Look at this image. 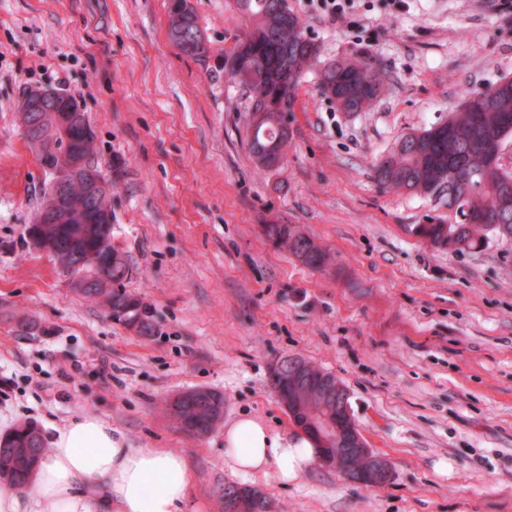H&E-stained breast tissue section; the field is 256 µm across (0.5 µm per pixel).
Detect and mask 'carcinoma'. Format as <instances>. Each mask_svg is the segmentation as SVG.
<instances>
[{"label": "carcinoma", "mask_w": 512, "mask_h": 512, "mask_svg": "<svg viewBox=\"0 0 512 512\" xmlns=\"http://www.w3.org/2000/svg\"><path fill=\"white\" fill-rule=\"evenodd\" d=\"M180 11L168 9V36L182 54L193 58L207 57L208 48L201 39L202 29L190 0H180ZM239 12L248 21L245 39L237 40L230 51L236 65L230 80L248 100V125L251 131L249 151L273 146L285 156L289 136L287 114L281 105V86L295 94L300 78L319 61L320 47L307 34L305 25L291 10L288 0H236ZM353 59L336 60L323 65L319 72L322 93L338 103L345 112H359L378 101L386 82V73L369 61L359 63L362 72H355ZM67 106L76 110L78 131L69 142L50 132L51 122L45 112H21L23 136L35 153L49 180L43 190L38 213L52 210L56 204L54 170L66 156L80 151L92 172L101 174L95 164L94 134L83 137L90 129L85 113L72 98ZM496 133L503 140L512 138V79L504 78L484 90H469L462 96L458 111L448 125L431 127L416 135H404L395 149L386 154L385 162L373 165L374 178L384 188H399L424 196H435L454 205L480 208L473 224H418L415 234L430 245L448 247V232L456 233L453 251L476 250L483 246L486 235L512 240V208L497 210L493 202L503 182L512 180V172L487 163L481 147L485 135ZM70 210L75 215L93 214L99 218L112 213L107 193H87L82 178L66 186ZM42 236L53 241L57 250L68 259L62 271L71 275L78 264L85 273L78 288L87 298H99L109 306L115 319L123 322L140 337H150L154 325L143 303L128 295L121 286L134 269L117 249H109L105 241L112 239V229L100 233L90 224H43ZM265 236L288 250L304 265L320 269L331 262V256L313 239L289 224H268ZM291 360L281 362V371L271 375L274 392L288 388ZM197 401L184 408L181 415L193 420V434L205 435L221 421L223 412L212 403L224 405L221 395L208 390L195 392ZM336 403L326 406L308 401L298 410V419L336 421ZM5 445L0 447V473L13 472L12 486L27 484L47 447L43 433L29 423L15 426L4 433ZM246 510L264 512L270 499L260 490L246 487Z\"/></svg>", "instance_id": "cac0c4a2"}]
</instances>
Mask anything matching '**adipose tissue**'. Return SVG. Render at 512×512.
I'll list each match as a JSON object with an SVG mask.
<instances>
[{
	"instance_id": "obj_1",
	"label": "adipose tissue",
	"mask_w": 512,
	"mask_h": 512,
	"mask_svg": "<svg viewBox=\"0 0 512 512\" xmlns=\"http://www.w3.org/2000/svg\"><path fill=\"white\" fill-rule=\"evenodd\" d=\"M233 469H273L279 481L297 480L319 450L308 435L291 438L244 415L224 429ZM191 477L184 457L155 448L127 447L124 436L99 418L71 419L52 440L25 490L0 485V512H184Z\"/></svg>"
}]
</instances>
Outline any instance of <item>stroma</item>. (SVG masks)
<instances>
[{"label":"stroma","mask_w":512,"mask_h":512,"mask_svg":"<svg viewBox=\"0 0 512 512\" xmlns=\"http://www.w3.org/2000/svg\"><path fill=\"white\" fill-rule=\"evenodd\" d=\"M208 59L167 37L168 0H0V433L44 436L79 417L131 448L183 455L184 512H224V487L261 490L276 512H512V240L448 252L415 233L454 218L436 197L381 188L372 162L407 133L447 121L464 89L512 78V9L500 0H350L331 23L322 0H288L322 61L368 60L379 103L344 112L315 70L300 80L283 166L257 169L246 100L213 68L246 31L234 0H190ZM37 88L71 96L112 184V242L155 331L142 338L68 283L27 242L46 175L18 121ZM310 235L333 257L305 266L264 235ZM39 329L27 333L22 321ZM301 358L346 387L384 484L322 464L282 484L224 457V427L247 414L295 432L270 385ZM222 394L203 436L166 407L185 390Z\"/></svg>","instance_id":"35a3bbf8"}]
</instances>
